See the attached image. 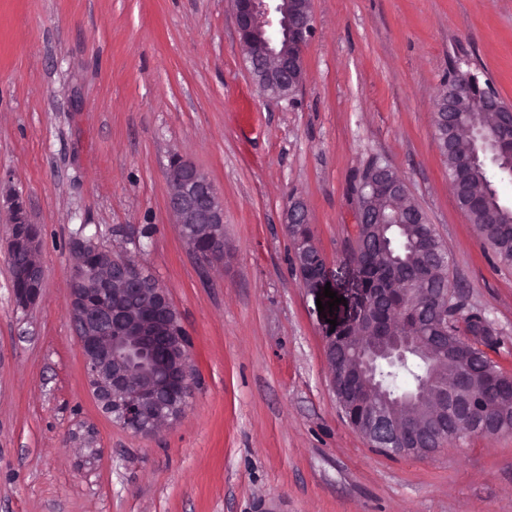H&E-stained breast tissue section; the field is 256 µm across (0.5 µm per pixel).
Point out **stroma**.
I'll use <instances>...</instances> for the list:
<instances>
[{"label":"stroma","mask_w":512,"mask_h":512,"mask_svg":"<svg viewBox=\"0 0 512 512\" xmlns=\"http://www.w3.org/2000/svg\"><path fill=\"white\" fill-rule=\"evenodd\" d=\"M302 86L263 95L233 0H0V512H512V432L393 457L347 422L325 341L359 301V173L389 165L512 376V267L460 209L434 139L449 70L512 105V0H311ZM190 159L218 189L224 255L202 264L168 207ZM41 234L19 306L8 199ZM301 204L343 299L333 322L292 264ZM89 239L138 260L190 342L183 417L139 434L89 390L69 311Z\"/></svg>","instance_id":"obj_1"}]
</instances>
